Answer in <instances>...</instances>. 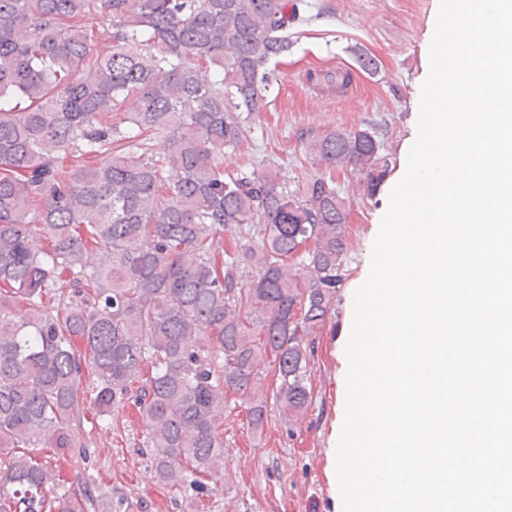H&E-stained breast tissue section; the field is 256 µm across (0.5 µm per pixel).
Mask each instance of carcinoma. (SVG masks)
<instances>
[{
  "mask_svg": "<svg viewBox=\"0 0 512 512\" xmlns=\"http://www.w3.org/2000/svg\"><path fill=\"white\" fill-rule=\"evenodd\" d=\"M305 6L0 0V512L97 509L90 491L48 497L60 471L24 452L86 456L71 434L81 398L101 419L136 408L155 477L190 509L210 494L198 475L224 471L228 394L255 434L272 409L289 425L307 412L303 337L347 279L350 206L330 178L289 191L271 170L224 168L266 110L268 65L290 50ZM100 17L104 57L91 48ZM309 79L334 88L351 74ZM307 151L351 168L364 198L390 171L375 127ZM168 167L178 179L166 188Z\"/></svg>",
  "mask_w": 512,
  "mask_h": 512,
  "instance_id": "1",
  "label": "carcinoma"
}]
</instances>
